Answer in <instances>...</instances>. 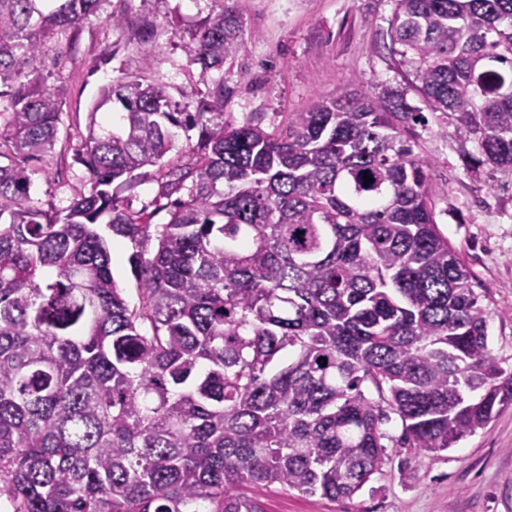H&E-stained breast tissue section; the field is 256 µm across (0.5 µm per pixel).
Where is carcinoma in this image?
Returning <instances> with one entry per match:
<instances>
[{"label": "carcinoma", "instance_id": "carcinoma-1", "mask_svg": "<svg viewBox=\"0 0 512 512\" xmlns=\"http://www.w3.org/2000/svg\"><path fill=\"white\" fill-rule=\"evenodd\" d=\"M101 2L0 0V493L14 512H263L249 491L272 486L334 502L383 472L388 414L406 478L412 458L512 405L402 90L351 79L271 129L226 123L224 80L179 112L145 79L146 55L89 112L76 154L89 188L38 205L67 95L41 63ZM212 2L185 42L203 75L243 48L239 19ZM389 37L448 114L464 169L511 172L512 0H396ZM108 102L120 121L100 135ZM176 128L197 139L172 166ZM150 167L154 209L135 211L112 185ZM105 216L132 247L133 306Z\"/></svg>", "mask_w": 512, "mask_h": 512}]
</instances>
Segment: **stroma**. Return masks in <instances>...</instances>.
<instances>
[{
    "label": "stroma",
    "instance_id": "35a3bbf8",
    "mask_svg": "<svg viewBox=\"0 0 512 512\" xmlns=\"http://www.w3.org/2000/svg\"><path fill=\"white\" fill-rule=\"evenodd\" d=\"M241 22V51L211 71L230 93L224 119L251 118L263 126L282 124L317 97L337 99L356 78L367 92L391 85L406 93L425 118L411 129L415 150L431 163L430 192L442 233L482 285L491 312L488 331L504 368H512V174L481 170L471 175L459 158L460 142L446 114L428 111L413 78L389 50L394 0H224ZM211 0H104L99 17L85 22L72 48L48 56L43 71L64 81L60 139L48 176L35 180L39 204L66 208L74 190L87 187L88 172L76 160L89 112L111 126L112 105H98L101 88L137 71L151 55L148 79L166 87L177 107L200 83L199 66L189 64L184 31L211 11ZM113 14L158 25L147 44L131 28L109 23ZM389 460L374 486L352 498L330 502L278 487L254 494L264 512H512V405L455 447L418 458L414 477L401 481L403 457L388 448Z\"/></svg>",
    "mask_w": 512,
    "mask_h": 512
}]
</instances>
